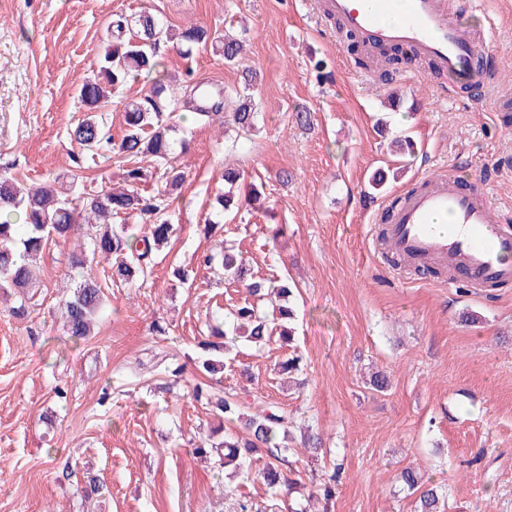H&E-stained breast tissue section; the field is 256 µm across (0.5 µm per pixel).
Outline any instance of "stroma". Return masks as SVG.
I'll list each match as a JSON object with an SVG mask.
<instances>
[{"label":"stroma","instance_id":"obj_1","mask_svg":"<svg viewBox=\"0 0 512 512\" xmlns=\"http://www.w3.org/2000/svg\"><path fill=\"white\" fill-rule=\"evenodd\" d=\"M143 10L172 29L191 22L244 35V62L258 73L250 87L211 46L185 55L165 43L160 52L172 95L190 74L247 91L256 127L175 121L174 140L189 144L165 211L175 232L145 281L112 284L108 264L93 262L107 296L93 336L63 333L57 296L71 243L44 252L34 301L0 294V512H288L335 464L331 512H414L396 480L410 465L447 485L450 512H512V284L451 288L447 271H401L376 248L380 207L437 173L488 184L494 210L512 212V104L460 89L439 97L448 80L424 59L384 84L375 66L355 63L318 0H0V173L27 186L73 175L88 190L119 179L121 156L88 159L71 133L107 24ZM471 30L500 66L498 93L512 92V19L485 0ZM319 59L332 73L323 84ZM392 90L400 107L388 103ZM148 91L129 83L98 109L114 138L125 104ZM399 137L414 141V153L393 152ZM227 167L261 201L218 220L211 202ZM380 170L388 179L376 192L368 182ZM212 219L219 225L204 235ZM275 224L281 237L270 233ZM225 246L247 258L255 279L298 289L293 343L275 336L260 353L239 343L220 383L249 413L279 407L293 428L321 438L317 458L290 441L288 466L300 480L291 497L260 482L262 459L228 482L195 453L218 425L191 399L196 345L208 322L246 299L199 262ZM177 266L191 270V285L173 277ZM19 304L22 320L10 314ZM157 322L167 335H154ZM292 355L298 371L279 373ZM166 360L184 371L161 394ZM376 372L387 389L370 386Z\"/></svg>","mask_w":512,"mask_h":512}]
</instances>
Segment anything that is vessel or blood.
Returning a JSON list of instances; mask_svg holds the SVG:
<instances>
[{
	"instance_id": "obj_1",
	"label": "vessel or blood",
	"mask_w": 512,
	"mask_h": 512,
	"mask_svg": "<svg viewBox=\"0 0 512 512\" xmlns=\"http://www.w3.org/2000/svg\"><path fill=\"white\" fill-rule=\"evenodd\" d=\"M343 27L382 46L406 44L442 69L449 83L461 82L486 90L496 83V65L477 67V44L459 21L478 11L481 0H322ZM440 216L452 219L453 229L436 230ZM387 248L410 260L439 262L464 271L471 287L512 282V221L493 219L488 191L462 190L447 175L427 179L403 192L389 211Z\"/></svg>"
}]
</instances>
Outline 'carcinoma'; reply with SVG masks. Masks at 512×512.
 I'll use <instances>...</instances> for the list:
<instances>
[{
    "label": "carcinoma",
    "mask_w": 512,
    "mask_h": 512,
    "mask_svg": "<svg viewBox=\"0 0 512 512\" xmlns=\"http://www.w3.org/2000/svg\"><path fill=\"white\" fill-rule=\"evenodd\" d=\"M174 42L186 54L199 44L211 43L213 50L228 64L241 59L243 41L212 37L207 29L189 24L173 33L150 13L131 19L118 15L107 28L104 51L100 61V76L87 79L78 89V98L90 110L105 102L108 94L117 91L129 81L143 78L150 83L149 93L138 101L125 105L124 135L115 142L109 130L94 116L84 118L73 130L74 141L87 154L115 151L127 159L123 169L125 186H104L94 193L79 192L74 182L58 178L45 186L23 188L17 179L0 176V292L9 291L22 297L39 287L32 267L49 244L66 242L83 236L92 246V254L100 255L110 265L112 281L130 283L145 277L150 269L147 259L151 253L168 242L173 225L162 218L169 206L170 191L178 188L183 175L173 166L174 144L169 136L172 126L168 121L181 109L194 113L193 120L202 124L224 122V113H231L235 125L244 132L255 127L257 112L251 98L242 96L234 101L225 94L212 95L207 103H197V97L207 95L206 86L191 77L187 80L184 97L172 99L167 85L159 77L162 67L160 44ZM150 159L164 168L165 191L152 197L139 192V185L147 178L144 159ZM154 213L157 219L148 225L142 237L128 233L129 225L114 224L112 218H137ZM201 263L213 270L219 279L230 278L245 286L253 296H272L281 302L278 307L283 323L278 324L255 305L237 308L223 320L208 326V338L198 342L205 353L201 362L206 380L195 385L192 400L211 408L219 417L245 420L244 433L224 435L221 442H204L195 448L198 454L216 453L220 466L232 467V473L249 470L253 455L266 452L259 472L264 484L272 491L291 494L297 480L285 476L288 446V414L273 409L254 415L242 412L241 401L232 395H220L214 384L215 376L224 372L223 355L227 342L243 339L261 347L271 336L291 337L295 316L292 307L282 305L290 301L292 291L286 285L266 286L253 279L251 268L242 255L226 248L218 254H205ZM86 251L71 252L66 266L78 273L75 286H64L59 294V306L64 334L70 339L84 340L92 335L99 314L106 306L103 288L96 281ZM341 468L333 467L323 487L315 492L325 500L333 495L341 478ZM399 482L410 494L418 495V512H440L441 494L429 483L417 467L404 468Z\"/></svg>",
    "instance_id": "carcinoma-1"
}]
</instances>
